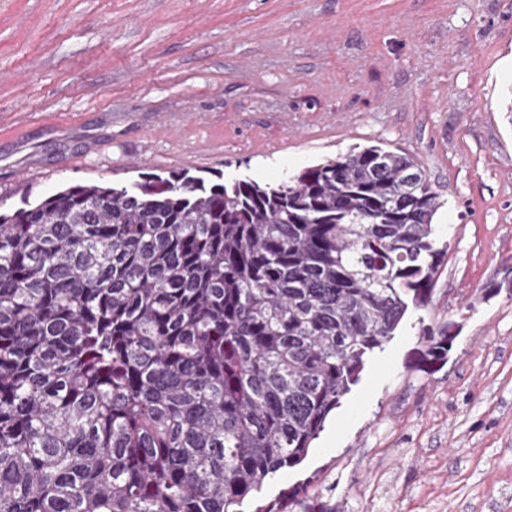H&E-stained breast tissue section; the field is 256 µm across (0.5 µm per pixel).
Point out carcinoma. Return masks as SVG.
Wrapping results in <instances>:
<instances>
[{
    "label": "carcinoma",
    "instance_id": "obj_1",
    "mask_svg": "<svg viewBox=\"0 0 512 512\" xmlns=\"http://www.w3.org/2000/svg\"><path fill=\"white\" fill-rule=\"evenodd\" d=\"M440 207L372 145L277 186L148 175L0 212V512H238L429 302ZM422 336L433 372L457 333Z\"/></svg>",
    "mask_w": 512,
    "mask_h": 512
}]
</instances>
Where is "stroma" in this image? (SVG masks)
Masks as SVG:
<instances>
[{
	"instance_id": "stroma-1",
	"label": "stroma",
	"mask_w": 512,
	"mask_h": 512,
	"mask_svg": "<svg viewBox=\"0 0 512 512\" xmlns=\"http://www.w3.org/2000/svg\"><path fill=\"white\" fill-rule=\"evenodd\" d=\"M370 145L421 162L448 254L241 510L512 512V0H0L2 208L144 173L274 185ZM454 326L427 327L423 329L422 336L425 341V350L421 354L420 366L427 372H433L448 360V352L458 335L452 330Z\"/></svg>"
}]
</instances>
